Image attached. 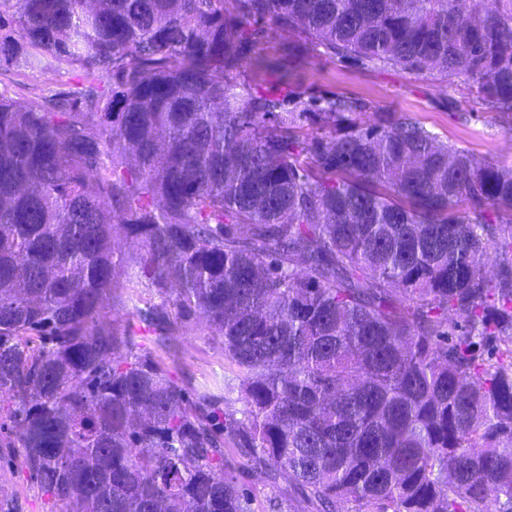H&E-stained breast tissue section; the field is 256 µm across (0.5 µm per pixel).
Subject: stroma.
Listing matches in <instances>:
<instances>
[{"mask_svg": "<svg viewBox=\"0 0 512 512\" xmlns=\"http://www.w3.org/2000/svg\"><path fill=\"white\" fill-rule=\"evenodd\" d=\"M241 78L273 88L287 86L307 98H355L380 116H412L441 140L481 156L512 162V113L462 104L466 89L459 81L319 56L309 49L298 50L292 36L273 31L263 39L257 59L245 65ZM158 300L155 292L132 281L118 293L115 313H103L101 319L135 336L179 384L193 391L209 382L216 384L224 410L237 412L242 407L239 372L225 360L222 340L211 336L204 323H197L188 332L180 319H173L164 337L140 331L137 310ZM0 512H56L51 498L23 465L17 448L0 447Z\"/></svg>", "mask_w": 512, "mask_h": 512, "instance_id": "obj_1", "label": "stroma"}]
</instances>
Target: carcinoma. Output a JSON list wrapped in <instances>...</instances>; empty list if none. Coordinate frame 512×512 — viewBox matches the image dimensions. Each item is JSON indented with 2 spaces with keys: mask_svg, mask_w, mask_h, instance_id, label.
<instances>
[{
  "mask_svg": "<svg viewBox=\"0 0 512 512\" xmlns=\"http://www.w3.org/2000/svg\"><path fill=\"white\" fill-rule=\"evenodd\" d=\"M512 112V0H0V398L57 512H512V163L240 80L256 25ZM199 316L240 416L101 323ZM495 256L490 273L484 261ZM19 83L36 92L47 93L68 90L75 81V74L57 73L52 69H27L16 78ZM228 453L229 457L235 460V467L239 480L254 488L257 501L254 502L255 504L253 507L256 510H268L267 503L269 499H275L281 503L283 512L288 511V503L291 508L305 511L311 510V508H307L305 505L298 506V504L294 501L291 492L284 488V486L279 490L265 486V483L262 480H258L257 477L251 474L247 466L244 464L243 458H241L239 452H237L236 449L230 448Z\"/></svg>",
  "mask_w": 512,
  "mask_h": 512,
  "instance_id": "1",
  "label": "carcinoma"
}]
</instances>
